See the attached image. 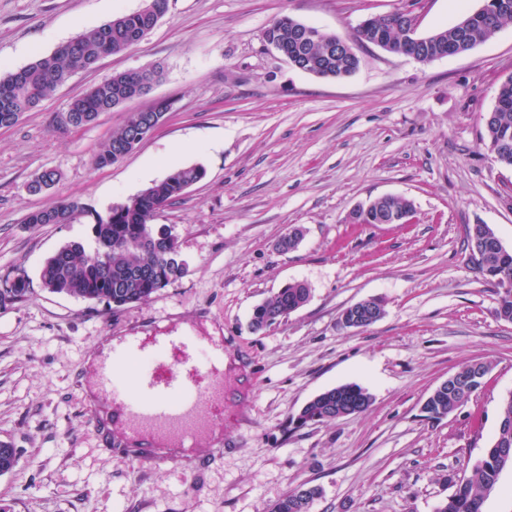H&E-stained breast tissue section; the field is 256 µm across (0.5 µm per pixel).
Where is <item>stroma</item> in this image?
Here are the masks:
<instances>
[{
	"label": "stroma",
	"mask_w": 512,
	"mask_h": 512,
	"mask_svg": "<svg viewBox=\"0 0 512 512\" xmlns=\"http://www.w3.org/2000/svg\"><path fill=\"white\" fill-rule=\"evenodd\" d=\"M145 0H0V77L53 53ZM409 0H170L152 33L74 73L34 111L0 128V286L30 292L0 308V443L19 449L0 477L9 512H268L300 486L322 490L311 512H436L470 477L512 394V322L470 261L467 226L489 225L512 249V170L483 143V116L512 73V24L472 50L427 64L355 44L358 70L324 79L290 66L266 43L288 15L341 37ZM481 0H425L419 35L457 22ZM155 63L149 95L61 129L72 98L113 73ZM169 102L164 124L134 152L95 168V152L127 115ZM205 179L160 209L187 274L118 310L44 289L43 262L91 236L92 216L179 166ZM47 169L60 181L27 183ZM384 195L414 204L408 224H352ZM81 203L73 224H30L32 211ZM304 236L280 252L293 227ZM292 282L308 302L262 332L254 308ZM384 315L341 324L362 299ZM187 321L214 326L227 363L249 361L248 397L234 401L237 442L199 469L149 467L108 452L90 425L84 362L105 336L145 335ZM489 362L471 399L432 419L423 406L462 364ZM344 384L368 390L357 416L297 425L301 408Z\"/></svg>",
	"instance_id": "obj_1"
}]
</instances>
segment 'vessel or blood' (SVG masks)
I'll use <instances>...</instances> for the list:
<instances>
[{"label":"vessel or blood","instance_id":"b4317fda","mask_svg":"<svg viewBox=\"0 0 512 512\" xmlns=\"http://www.w3.org/2000/svg\"><path fill=\"white\" fill-rule=\"evenodd\" d=\"M225 344L206 336L129 339L112 348L95 384L114 411L126 442L168 441L183 457L197 453L205 433L225 428Z\"/></svg>","mask_w":512,"mask_h":512}]
</instances>
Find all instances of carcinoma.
Returning a JSON list of instances; mask_svg holds the SVG:
<instances>
[{
    "label": "carcinoma",
    "mask_w": 512,
    "mask_h": 512,
    "mask_svg": "<svg viewBox=\"0 0 512 512\" xmlns=\"http://www.w3.org/2000/svg\"><path fill=\"white\" fill-rule=\"evenodd\" d=\"M168 0H146L139 10L121 14L107 23L82 32L54 53L42 56L0 78V128L12 127L26 113L34 110L56 87L67 82L77 70L90 69L106 55L119 54L142 41L148 30L155 28L157 15H165ZM512 23V0H483L482 5L467 12L454 25L420 36L409 29L410 18L404 11L367 18L357 27L352 38L344 39L319 29L306 31L302 22L282 16L275 19L265 32L267 42L280 46L288 54V63L296 69L318 78L341 79L352 75L359 66L353 42L373 43L387 52L404 53L406 39L418 40V49L426 57L435 56L448 47L463 54L493 38L504 26ZM164 68L160 64L144 71L115 73L77 96L76 114L79 127L93 124L100 113L112 109V103L125 102L146 94L145 81L160 82ZM146 114L132 112L124 124L112 132L94 157L98 168L107 167L128 153L134 141H144ZM485 145L495 161L512 168V73L505 75L497 88L492 113L485 119ZM206 176L201 165L174 169L164 179L152 183L124 202L112 205L105 214L93 216L91 238L87 242H72L62 247L42 265L40 279L53 293L86 300L104 301L112 308L148 299L152 294L184 277L188 264L180 253L176 236L170 226L153 223L158 210L173 203L183 194L184 186L197 184ZM61 178L49 169L27 183L30 193H41L53 187ZM381 210L398 213L414 209L406 197L378 203ZM85 216L76 200L64 199L56 204L31 212L28 224H70ZM476 270L491 286L499 289V304L512 314V292H502L501 276L512 277V251L505 256L493 255L490 266L474 263ZM27 281L19 277L11 287L0 288V307L26 298ZM310 289L304 283H291L255 308L251 328L264 330L302 307ZM500 308V309H502ZM495 309V315H500ZM473 362L463 364L453 372L448 386L432 393L423 410L431 418L441 419L459 408L463 395L458 384L465 380ZM371 403L369 392L348 384L329 389L310 400L297 416V422L336 421L358 415ZM512 449V396L504 400V411L491 444L484 449L474 475L460 481L454 493L438 512H483L486 499L497 489L504 470L502 455ZM20 453L13 448L0 450V476L15 472ZM320 495L316 486L301 487L272 504L269 512H310V506Z\"/></svg>",
    "instance_id": "carcinoma-1"
}]
</instances>
